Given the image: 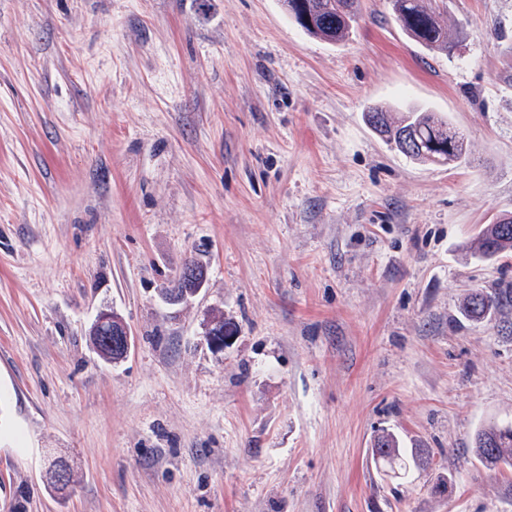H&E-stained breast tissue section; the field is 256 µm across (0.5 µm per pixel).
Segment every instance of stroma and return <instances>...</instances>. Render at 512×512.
I'll use <instances>...</instances> for the list:
<instances>
[{
	"label": "stroma",
	"instance_id": "35a3bbf8",
	"mask_svg": "<svg viewBox=\"0 0 512 512\" xmlns=\"http://www.w3.org/2000/svg\"><path fill=\"white\" fill-rule=\"evenodd\" d=\"M440 9L451 57L389 0L334 44L279 0H0V512H512L472 450L512 424V304L460 313L512 288L468 249L512 215V0ZM372 106L465 159L406 158ZM384 431L429 464L384 475ZM369 125L405 157L422 163L456 165L465 154L464 137L432 112H391L375 107ZM507 296L512 301L511 288L508 292L500 290L498 292L495 290L493 293L476 291L464 301L461 312L469 320L476 322L485 320L499 307L504 298H508ZM92 336L101 355L112 361L126 356L129 331L120 315L112 310H101L93 323Z\"/></svg>",
	"mask_w": 512,
	"mask_h": 512
}]
</instances>
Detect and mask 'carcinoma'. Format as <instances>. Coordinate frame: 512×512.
I'll return each instance as SVG.
<instances>
[{"label":"carcinoma","instance_id":"carcinoma-1","mask_svg":"<svg viewBox=\"0 0 512 512\" xmlns=\"http://www.w3.org/2000/svg\"><path fill=\"white\" fill-rule=\"evenodd\" d=\"M282 6L310 36L336 43L358 24L360 0H282ZM393 14L409 38L439 52L450 49L448 28L438 18L436 0H391ZM369 125L405 157L422 163L456 165L465 154L464 137L448 121L432 112H391L375 107L367 112ZM472 253L481 258L512 252V216L489 224L470 243ZM512 299V289L484 293L476 291L464 301L461 312L472 321L487 319L504 298ZM381 447L373 449L377 462L396 466L405 474L410 460L395 437H380ZM475 454L493 469L512 463V426L491 424L473 438Z\"/></svg>","mask_w":512,"mask_h":512}]
</instances>
